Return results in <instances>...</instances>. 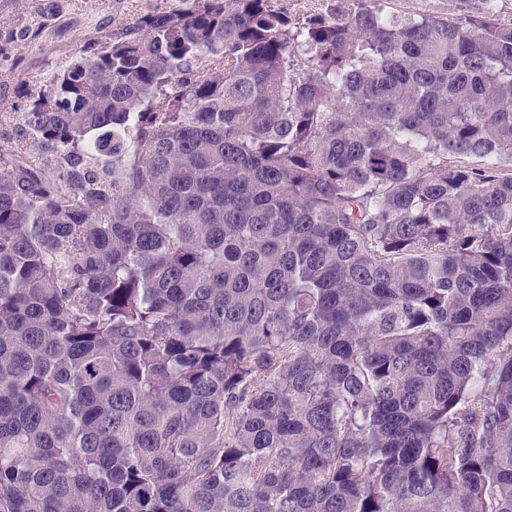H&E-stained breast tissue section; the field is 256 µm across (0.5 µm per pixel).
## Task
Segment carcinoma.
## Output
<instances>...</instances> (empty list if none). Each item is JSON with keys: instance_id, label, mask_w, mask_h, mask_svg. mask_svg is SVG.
I'll list each match as a JSON object with an SVG mask.
<instances>
[{"instance_id": "1", "label": "carcinoma", "mask_w": 512, "mask_h": 512, "mask_svg": "<svg viewBox=\"0 0 512 512\" xmlns=\"http://www.w3.org/2000/svg\"><path fill=\"white\" fill-rule=\"evenodd\" d=\"M178 0L0 113V512H512V23Z\"/></svg>"}]
</instances>
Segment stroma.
<instances>
[{"label":"stroma","mask_w":512,"mask_h":512,"mask_svg":"<svg viewBox=\"0 0 512 512\" xmlns=\"http://www.w3.org/2000/svg\"><path fill=\"white\" fill-rule=\"evenodd\" d=\"M176 0H0V31L15 32L13 42L0 47V112H20L27 93L92 40L152 12L174 6ZM388 13L448 17L477 8L478 0H384ZM56 17L54 28L35 34V10Z\"/></svg>","instance_id":"obj_1"}]
</instances>
